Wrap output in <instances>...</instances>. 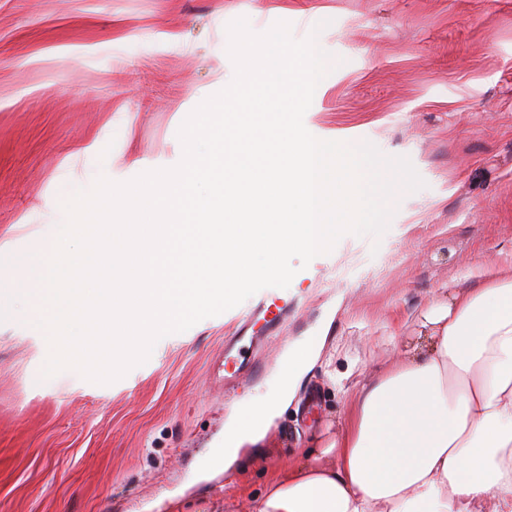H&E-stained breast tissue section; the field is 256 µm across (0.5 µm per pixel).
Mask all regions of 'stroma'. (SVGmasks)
<instances>
[{
  "instance_id": "1",
  "label": "stroma",
  "mask_w": 512,
  "mask_h": 512,
  "mask_svg": "<svg viewBox=\"0 0 512 512\" xmlns=\"http://www.w3.org/2000/svg\"><path fill=\"white\" fill-rule=\"evenodd\" d=\"M286 21L333 69L304 115L317 138L408 158L378 238L344 235L298 270L263 373L224 380L239 308L161 338L107 385L43 378L44 333L0 322V512H222L224 485L269 479L336 434L367 377L407 349L434 296L512 259V0H0V258L55 232L51 203L89 175L122 182L179 163L178 130L234 73L227 25ZM323 335L288 408L231 472V415L271 395L285 344Z\"/></svg>"
}]
</instances>
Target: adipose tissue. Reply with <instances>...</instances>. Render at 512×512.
<instances>
[{
  "instance_id": "1",
  "label": "adipose tissue",
  "mask_w": 512,
  "mask_h": 512,
  "mask_svg": "<svg viewBox=\"0 0 512 512\" xmlns=\"http://www.w3.org/2000/svg\"><path fill=\"white\" fill-rule=\"evenodd\" d=\"M415 318L418 341L351 398L337 434L272 477L250 512H512V261ZM260 403L228 431L224 464L260 442Z\"/></svg>"
}]
</instances>
